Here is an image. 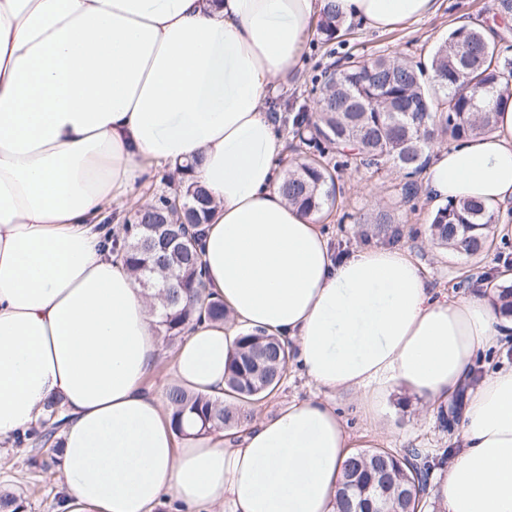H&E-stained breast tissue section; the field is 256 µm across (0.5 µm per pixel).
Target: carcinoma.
I'll return each mask as SVG.
<instances>
[{"mask_svg": "<svg viewBox=\"0 0 512 512\" xmlns=\"http://www.w3.org/2000/svg\"><path fill=\"white\" fill-rule=\"evenodd\" d=\"M344 21L334 0H328L318 24L325 42L339 37ZM424 66L389 56H348L324 73L312 91L320 94L315 113L303 105L276 113L279 128L291 136L289 147L305 160L288 169L280 184L288 202L319 218L333 210L342 194L327 158L337 153L342 164L377 173L397 168L404 182L397 189L407 205L420 194L417 176L426 151L447 140L462 141L495 129L499 107L512 100V60L502 43L472 27H457ZM184 208L169 205L162 194L112 231V251L122 255L137 281L151 285L161 300L158 326L170 342L185 333L195 315L226 319L224 303L210 297L203 279L197 239L189 228L208 220L212 200L200 185L179 182ZM496 210L474 201L450 202L429 224L431 239L451 253L474 258L490 246L489 228ZM288 346L262 332L240 337L225 371L224 398L190 394L174 386L167 391L172 422L183 431L191 415L205 433L252 423L257 404L274 395L288 376ZM448 460L409 451L360 448L345 465L337 493V512H415L423 507L430 471Z\"/></svg>", "mask_w": 512, "mask_h": 512, "instance_id": "1", "label": "carcinoma"}]
</instances>
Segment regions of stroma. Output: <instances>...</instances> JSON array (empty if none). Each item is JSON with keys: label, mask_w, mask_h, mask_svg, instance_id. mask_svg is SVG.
Segmentation results:
<instances>
[{"label": "stroma", "mask_w": 512, "mask_h": 512, "mask_svg": "<svg viewBox=\"0 0 512 512\" xmlns=\"http://www.w3.org/2000/svg\"><path fill=\"white\" fill-rule=\"evenodd\" d=\"M493 16V0H442L435 16L390 31L375 32L354 23L342 39L326 43L312 38L298 75L281 97L315 109L317 99L311 92L312 86L339 58L349 54H386L426 61L448 30L455 28L457 20L468 19L471 27L490 35L497 27ZM339 176L343 195L338 209L326 220L335 253L342 254L361 246L358 235L361 225L384 211L402 231L398 247L409 249L424 265L429 287L455 296L468 294L480 289L482 281H495L505 270L512 272V263L505 261L506 256H512V235L494 238L479 264H472L439 247L428 237V223L438 209L437 204L424 197L419 198L412 209L399 204L394 192L398 181L396 171L373 175L344 167ZM314 393V387L301 375L296 364H289L288 378L281 390L275 397L257 405L255 417L259 420L271 417L288 402L312 397ZM387 403L391 415L383 426L376 428L348 397L337 399L350 427L380 447L399 454L416 448L432 457L443 449L452 448L454 430L441 428L439 414H425L422 401L397 388L388 394ZM48 453V448L42 445L0 443V490L20 495L22 512H54L57 506L60 472L54 466L43 468L42 462Z\"/></svg>", "instance_id": "obj_1"}]
</instances>
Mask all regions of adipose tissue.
<instances>
[{
	"label": "adipose tissue",
	"mask_w": 512,
	"mask_h": 512,
	"mask_svg": "<svg viewBox=\"0 0 512 512\" xmlns=\"http://www.w3.org/2000/svg\"><path fill=\"white\" fill-rule=\"evenodd\" d=\"M378 31L439 0H336ZM324 0H0V442L60 401L55 512H335L356 445L336 396L386 415L401 386L461 400L434 494L443 512H512V365L481 355L512 334L494 291L448 296L406 248L335 256L315 216L278 190L284 139L269 105L296 74ZM216 209L200 228L207 289L227 323L189 325L176 385L220 397L241 332L288 343L317 390L235 435L177 437L145 382L151 301L99 230L137 182L192 158ZM437 202L512 201V103L495 130L433 152Z\"/></svg>",
	"instance_id": "1"
}]
</instances>
